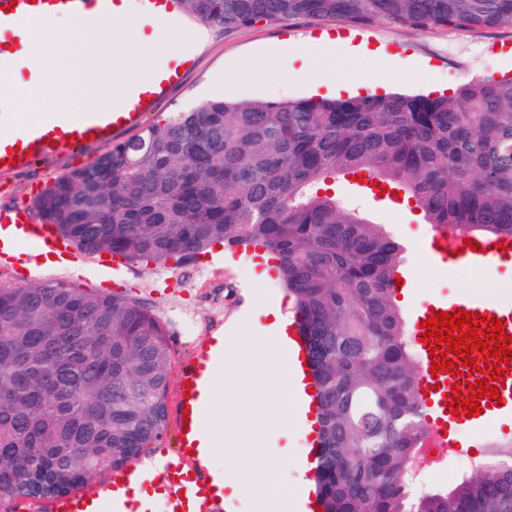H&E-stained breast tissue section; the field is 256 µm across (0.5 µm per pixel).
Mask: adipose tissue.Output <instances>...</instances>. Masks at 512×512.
Segmentation results:
<instances>
[{
  "mask_svg": "<svg viewBox=\"0 0 512 512\" xmlns=\"http://www.w3.org/2000/svg\"><path fill=\"white\" fill-rule=\"evenodd\" d=\"M341 45V39L324 34L306 39L296 49L329 61L323 81L334 88L353 93L387 83L384 75L364 82L345 78L335 63ZM266 314L269 322L261 329L218 339L222 365L208 370L205 396L209 410L218 414L222 423L204 430L195 452L196 465L207 471L216 497H223L229 487L234 499L250 505L254 512H302L306 485L301 480L291 486L278 481L269 437L276 427H295L305 437L315 427L308 417L305 386L288 356V316L278 306L268 308ZM223 446L238 454L240 465L234 472L214 464ZM157 467V461L145 462L128 481L106 490L116 512H146L154 499L141 485L156 476Z\"/></svg>",
  "mask_w": 512,
  "mask_h": 512,
  "instance_id": "ef3b65f1",
  "label": "adipose tissue"
}]
</instances>
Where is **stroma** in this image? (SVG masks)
Listing matches in <instances>:
<instances>
[{
  "label": "stroma",
  "mask_w": 512,
  "mask_h": 512,
  "mask_svg": "<svg viewBox=\"0 0 512 512\" xmlns=\"http://www.w3.org/2000/svg\"><path fill=\"white\" fill-rule=\"evenodd\" d=\"M206 44L198 50L196 68L182 87L171 92L146 123L167 118L171 113L193 107L201 101L224 98L252 103L277 99L328 98L332 92L317 85L320 63L316 58L284 51L285 42L330 32L349 39L354 46H372L381 50L379 58L350 67L352 77L360 78L371 71H395L389 86L393 92L453 95L461 85L478 79L512 75V28L464 31L446 27L414 28L390 21L369 26H355L340 18H302L273 23L224 29L204 27ZM19 71L11 81L0 82V130H16L35 116V99L30 93V78L35 68L27 56H20ZM249 66L270 69L269 81L244 80L237 69ZM100 148L86 149L83 154H64L39 161L29 169L0 175V209L30 207L33 196L62 174L90 164ZM363 208L372 219L405 245L406 268L412 275L413 288L401 291L399 305L409 310L424 300L463 291L485 292L512 285V269L496 273L460 268L454 276L437 268L418 267L415 241L430 235L419 209L399 207L394 201L363 198ZM254 251H224L214 247L199 262L185 266L136 265L114 259L100 264L98 258L79 255L72 267L41 263L31 265L26 258L8 255L0 259V285L36 284L63 280L77 288L106 292H126L148 301L171 332L173 358L167 394L168 424L163 437L144 449L142 458L157 456L194 467V460L179 454V380L198 347L211 336L226 332L230 323L240 319L263 322L262 305L282 299L283 309L291 302L283 298L284 290L277 277L259 282L254 278ZM512 430L495 423L461 434L465 452L447 459L448 473L431 476L429 489H448L469 474L474 462L489 456L491 448ZM271 445L278 451L282 483L293 484L302 474L298 455L301 442L292 429H273Z\"/></svg>",
  "instance_id": "stroma-1"
}]
</instances>
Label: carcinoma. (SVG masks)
<instances>
[{"instance_id":"cac0c4a2","label":"carcinoma","mask_w":512,"mask_h":512,"mask_svg":"<svg viewBox=\"0 0 512 512\" xmlns=\"http://www.w3.org/2000/svg\"><path fill=\"white\" fill-rule=\"evenodd\" d=\"M234 29L342 17L512 28V0H183ZM364 175L435 228L512 236V77L452 97L209 100L142 129L33 201L90 256L189 265L213 246L276 255L317 388L323 512H512V440L449 490L411 493L428 429L394 299L404 248L338 196ZM169 329L144 299L64 281L0 286V506L123 469L167 423Z\"/></svg>"}]
</instances>
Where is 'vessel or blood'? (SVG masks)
Returning a JSON list of instances; mask_svg holds the SVG:
<instances>
[{"instance_id": "1", "label": "vessel or blood", "mask_w": 512, "mask_h": 512, "mask_svg": "<svg viewBox=\"0 0 512 512\" xmlns=\"http://www.w3.org/2000/svg\"><path fill=\"white\" fill-rule=\"evenodd\" d=\"M122 0H0V72L14 63L13 47L19 41V28L63 14L82 15L88 12L105 17L112 13ZM142 19L156 22L180 12L178 0H137ZM196 66L191 50H183L165 67L148 79L132 82L121 97L107 107L60 121H48L27 126L20 130L0 132V174H9L29 168L36 161L61 153L79 154L91 146L104 147L123 132L139 125L145 113L154 111L161 100L173 89L182 86L186 72ZM14 226L20 242H33L51 247L58 263L72 262L68 247L58 245L47 225L37 223L30 212L18 208L0 212V229ZM474 246H466L463 237L445 229L436 230L430 241V257L441 270L455 271L461 266H475L498 270L512 263V237H504L503 248H495L493 238L475 236ZM460 309L469 313L495 316L506 321V335L512 336V298H489L464 292L448 298H434L415 306L410 312L412 337H421L423 322L433 312L449 313ZM419 369L417 386L428 413L429 435L425 447L445 454L459 448L456 433L477 428L506 414H512V374L497 381L503 398L501 406L490 405L488 398H481V413L458 418L445 406V396L450 393L456 379L449 372L432 375V360L427 347L417 349ZM210 359L209 349H200L195 364L184 372L183 381L189 382L190 394L181 398L180 408L186 411L187 420L181 425L182 455L192 454L194 436L204 402L200 395L201 371ZM162 476L167 483L166 512H207L211 494L197 478L180 470L174 463L164 465ZM55 512H112L108 500L98 491L89 489L60 497Z\"/></svg>"}]
</instances>
